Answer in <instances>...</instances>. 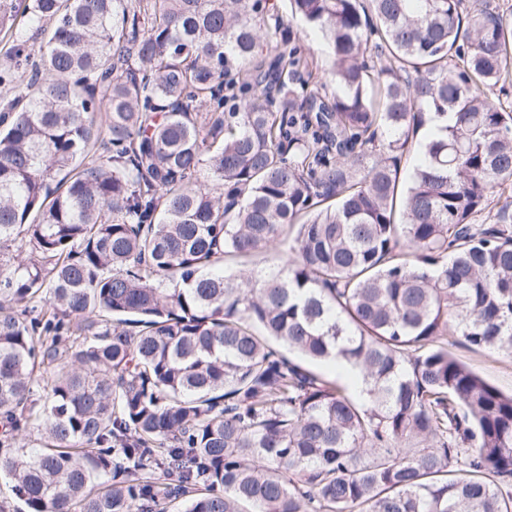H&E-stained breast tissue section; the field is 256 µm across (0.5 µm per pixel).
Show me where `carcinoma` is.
Returning <instances> with one entry per match:
<instances>
[{
  "mask_svg": "<svg viewBox=\"0 0 512 512\" xmlns=\"http://www.w3.org/2000/svg\"><path fill=\"white\" fill-rule=\"evenodd\" d=\"M289 2L334 58L312 89L293 40L263 54L267 0H0V476L28 512H512V394L447 340L512 354V9ZM309 366L325 378L335 382L337 381L339 384L345 386L351 395L354 396L356 394L354 379L341 368L336 367L332 363L313 362L309 363Z\"/></svg>",
  "mask_w": 512,
  "mask_h": 512,
  "instance_id": "carcinoma-1",
  "label": "carcinoma"
}]
</instances>
